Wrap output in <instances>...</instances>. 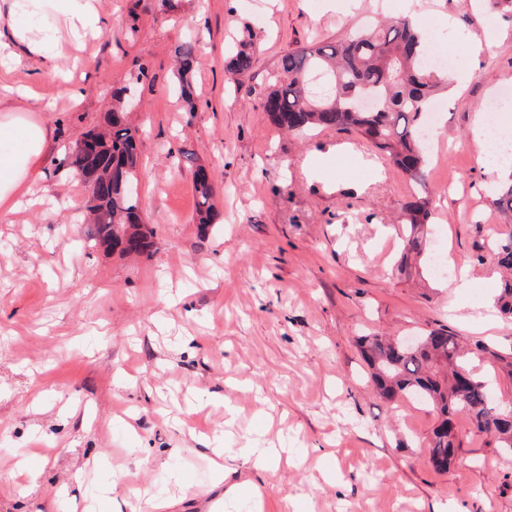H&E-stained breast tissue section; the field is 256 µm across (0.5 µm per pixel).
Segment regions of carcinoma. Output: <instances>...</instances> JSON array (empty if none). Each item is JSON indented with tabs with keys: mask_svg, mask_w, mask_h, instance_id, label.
Wrapping results in <instances>:
<instances>
[{
	"mask_svg": "<svg viewBox=\"0 0 512 512\" xmlns=\"http://www.w3.org/2000/svg\"><path fill=\"white\" fill-rule=\"evenodd\" d=\"M254 50L253 32L247 27L225 62V71L235 85L252 70ZM429 52L421 32L408 18L399 17L355 31L334 44L283 55L263 102L265 112L281 129L356 132L414 183L417 193L404 204L402 214L407 226L402 238L405 263L424 251L425 228L432 218L426 182L429 156L420 135L430 101L442 86L425 63ZM195 53L196 44L191 40L174 49L179 94L191 111L195 108L191 80ZM147 73L148 69L139 67L138 74L112 96L116 101L112 137L97 155L101 168V182L95 190L98 205L87 207L95 223L94 240L121 254H143L152 247L153 231L143 224L134 191L140 167L136 131L124 123L129 101L126 92ZM178 164L193 170L194 220L204 230L217 216L213 177L191 152L180 153ZM110 168L115 171L112 177ZM493 204L503 213H512V182L499 188ZM494 256L500 266L512 269V235L497 243ZM360 349L382 397L395 401L407 396L436 409L439 423L432 432L429 456L441 459V469L454 462L461 447L453 426V419L460 415L466 416L477 432L492 436L501 454L512 456V405L493 399L487 382L468 367L453 333L431 330L411 346L382 336H363Z\"/></svg>",
	"mask_w": 512,
	"mask_h": 512,
	"instance_id": "cac0c4a2",
	"label": "carcinoma"
}]
</instances>
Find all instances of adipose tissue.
I'll return each mask as SVG.
<instances>
[{
    "mask_svg": "<svg viewBox=\"0 0 512 512\" xmlns=\"http://www.w3.org/2000/svg\"><path fill=\"white\" fill-rule=\"evenodd\" d=\"M97 0H28L30 17L22 21L10 16L15 39L24 43L30 54L49 68H58L69 52L58 38L34 35L33 18H65L71 25L104 31L109 21L102 16ZM48 103L25 89L0 90V214L17 213L27 203L41 175L37 161L48 144V130L34 120L37 112L47 111Z\"/></svg>",
    "mask_w": 512,
    "mask_h": 512,
    "instance_id": "obj_1",
    "label": "adipose tissue"
}]
</instances>
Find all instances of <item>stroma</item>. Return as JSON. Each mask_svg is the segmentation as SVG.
I'll return each mask as SVG.
<instances>
[{
	"instance_id": "35a3bbf8",
	"label": "stroma",
	"mask_w": 512,
	"mask_h": 512,
	"mask_svg": "<svg viewBox=\"0 0 512 512\" xmlns=\"http://www.w3.org/2000/svg\"><path fill=\"white\" fill-rule=\"evenodd\" d=\"M110 24L85 36L61 79L33 59L0 66V85L56 99L35 205L0 217V512H223L239 487L262 488L264 512H512V458L457 417L447 471L428 446L436 412L377 395L359 337L443 328L472 349L495 399L512 400V315L493 310L503 271L489 241L512 234L492 203L503 171L480 165L476 117L512 95V16L487 0H420L447 16L435 40L472 77L447 90L431 133L427 246L399 269L403 204L414 186L354 132L280 130L262 107L278 60L404 14L405 0H100ZM255 67L231 89L224 51L245 28ZM197 41L195 111L177 91L173 50ZM481 40L484 49L470 46ZM146 66L125 122L139 135L138 185L150 255L96 244L87 187L70 161L127 75ZM188 151L212 173L218 216L193 222ZM448 271L436 273L435 254ZM466 276L460 291L449 280ZM289 448L305 462L212 473L216 442ZM292 501L284 510V501Z\"/></svg>"
}]
</instances>
